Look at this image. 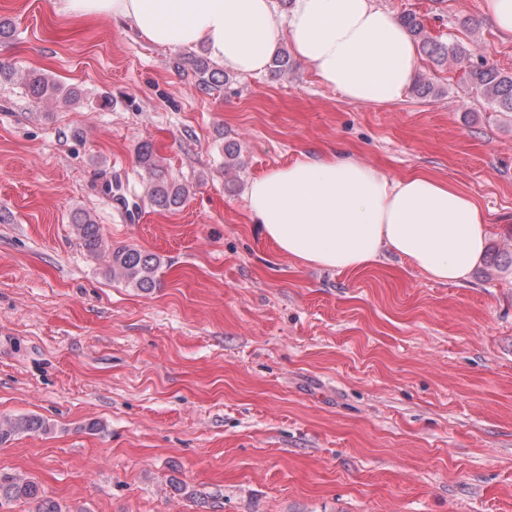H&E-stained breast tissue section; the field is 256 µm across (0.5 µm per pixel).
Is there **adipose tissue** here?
<instances>
[{"label":"adipose tissue","mask_w":512,"mask_h":512,"mask_svg":"<svg viewBox=\"0 0 512 512\" xmlns=\"http://www.w3.org/2000/svg\"><path fill=\"white\" fill-rule=\"evenodd\" d=\"M54 7L76 19L129 23L160 46H204L238 75L265 72L285 41L352 102H398L417 75L409 33L374 0H293L282 26L274 0H55ZM247 201L265 238L307 266L356 271L388 250L453 283L468 277L487 244L481 208L456 187L427 175L390 178L351 157L307 155L258 174Z\"/></svg>","instance_id":"obj_1"}]
</instances>
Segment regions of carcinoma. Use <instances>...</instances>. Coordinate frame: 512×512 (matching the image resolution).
<instances>
[{"label":"carcinoma","instance_id":"cac0c4a2","mask_svg":"<svg viewBox=\"0 0 512 512\" xmlns=\"http://www.w3.org/2000/svg\"><path fill=\"white\" fill-rule=\"evenodd\" d=\"M401 22L409 31L419 51L433 65L445 67L455 63L463 68L469 82L491 101L501 112L512 113V73L499 70L485 61L472 60L470 51L461 43L441 42L431 37L423 21L414 13L401 16ZM183 63L190 66L198 85L206 90L229 82V76L212 64L207 57L189 55ZM29 96L40 101L60 92V86L47 74L29 71L22 76ZM137 159L146 174L147 194L153 206L161 211L178 208L186 199L189 189L178 182L159 164L153 147L143 142L137 147ZM82 247L92 257L108 254L109 273L112 277L133 284L142 291H150L159 282L162 260L159 255L137 246H125L110 250L103 238L100 226L84 211L72 215ZM47 431L45 420L37 415L24 414L14 418H0V443H6L20 434ZM28 501L35 505V512H62L58 502L46 496L40 486L29 479L1 475L0 505L5 502Z\"/></svg>","mask_w":512,"mask_h":512}]
</instances>
